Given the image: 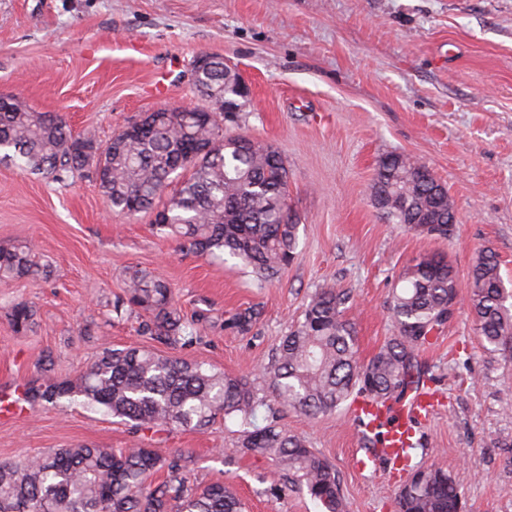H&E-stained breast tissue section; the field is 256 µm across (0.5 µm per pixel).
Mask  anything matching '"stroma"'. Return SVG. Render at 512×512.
I'll use <instances>...</instances> for the list:
<instances>
[{
	"mask_svg": "<svg viewBox=\"0 0 512 512\" xmlns=\"http://www.w3.org/2000/svg\"><path fill=\"white\" fill-rule=\"evenodd\" d=\"M223 58L248 84L226 131L271 144L288 163L297 255L259 284L234 259L186 255L150 213H111L92 170L57 182L0 163V247L31 244L49 277L0 285V394L39 378L72 379L108 348L148 344L140 314L116 317L125 274L142 269L174 288L197 341L176 357L253 379L324 283L346 289L360 361L393 336L387 302L399 274L440 253L466 285L482 249L512 283V0H0V94L63 118L73 133L114 131L160 107H208L194 91L196 56ZM428 166L447 186L457 223L445 239L385 223L371 185L382 156ZM33 307L16 332L11 308ZM260 308L247 334L227 325ZM439 412L420 426L418 466L455 476L467 512H512V356L487 353L467 307L420 352ZM277 422L325 456L346 512H396L403 479L360 468L365 443L352 406ZM236 418L212 429L147 432L78 401L0 418V462L52 448H125L139 441L195 460L190 483L229 485L244 512H318L287 490L271 458L242 453Z\"/></svg>",
	"mask_w": 512,
	"mask_h": 512,
	"instance_id": "obj_1",
	"label": "stroma"
}]
</instances>
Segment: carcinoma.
<instances>
[{"mask_svg": "<svg viewBox=\"0 0 512 512\" xmlns=\"http://www.w3.org/2000/svg\"><path fill=\"white\" fill-rule=\"evenodd\" d=\"M223 59L207 77L223 104L242 111V97ZM229 112H154L113 133L106 144L95 134L75 135L48 112H33L13 99L0 103V159L24 172L62 180L93 168L109 207L120 214L151 212L160 233L174 237L185 254L229 256L256 278L278 281L296 255L298 221L288 204V166L272 145L246 133H224ZM421 164L390 153L381 157L372 196L392 224L438 238L449 237L456 213L445 186L420 174ZM44 271L28 246L0 249V283ZM351 296L333 285L310 296L295 325L282 337L266 369L271 398L246 376L229 375L163 356L142 346L102 352L73 380L47 379L24 391L29 406L84 398L114 417L154 428L205 431L235 415L243 427L239 450L275 458L292 483L306 489L324 512H345L334 465L301 437L273 423L258 426L260 408L274 415L292 409L308 418L331 413L348 400L391 406L425 384L420 350L444 329L458 283L441 256L407 266L392 289L389 312L396 333L366 363L356 357L352 324L344 317ZM467 306L489 352L512 354V289L490 250L479 252L467 290ZM147 314L138 328L170 349L196 341L188 331L171 285L145 270L133 271L125 294L113 304L121 316ZM261 312L249 307L228 326L247 334ZM17 331L33 324L26 303L11 309ZM192 456L168 454L136 443L117 450L76 446L52 449L22 463H0V512H241L238 497L222 482L188 486ZM166 471L154 486L151 477ZM398 512H463L453 478L436 467L411 468L400 487Z\"/></svg>", "mask_w": 512, "mask_h": 512, "instance_id": "carcinoma-1", "label": "carcinoma"}]
</instances>
